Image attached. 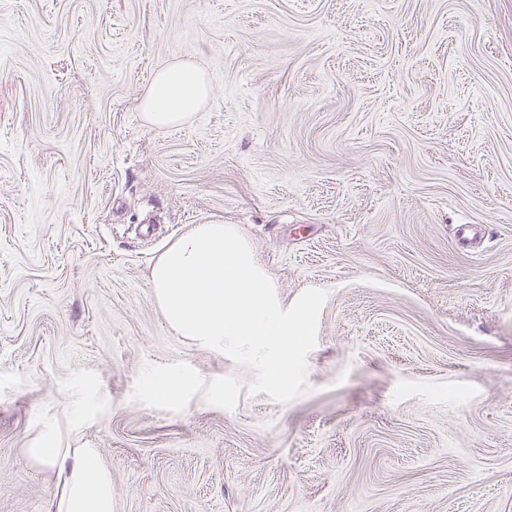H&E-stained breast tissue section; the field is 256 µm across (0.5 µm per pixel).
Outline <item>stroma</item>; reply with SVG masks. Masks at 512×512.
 Instances as JSON below:
<instances>
[{"instance_id":"obj_1","label":"stroma","mask_w":512,"mask_h":512,"mask_svg":"<svg viewBox=\"0 0 512 512\" xmlns=\"http://www.w3.org/2000/svg\"><path fill=\"white\" fill-rule=\"evenodd\" d=\"M179 60L208 101L149 126ZM196 224L327 290L291 402L168 328ZM46 423L112 512H512V0H0V512ZM189 385V380L181 375L170 374L155 380L150 388L152 393L165 400L179 396Z\"/></svg>"}]
</instances>
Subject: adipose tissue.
Returning a JSON list of instances; mask_svg holds the SVG:
<instances>
[{
  "instance_id": "1",
  "label": "adipose tissue",
  "mask_w": 512,
  "mask_h": 512,
  "mask_svg": "<svg viewBox=\"0 0 512 512\" xmlns=\"http://www.w3.org/2000/svg\"><path fill=\"white\" fill-rule=\"evenodd\" d=\"M208 94L199 66L175 63L155 74L142 112L154 127H174L188 120ZM25 454L56 472L58 491L50 502L51 512H112V473L98 464L93 449L59 448L46 442Z\"/></svg>"
}]
</instances>
